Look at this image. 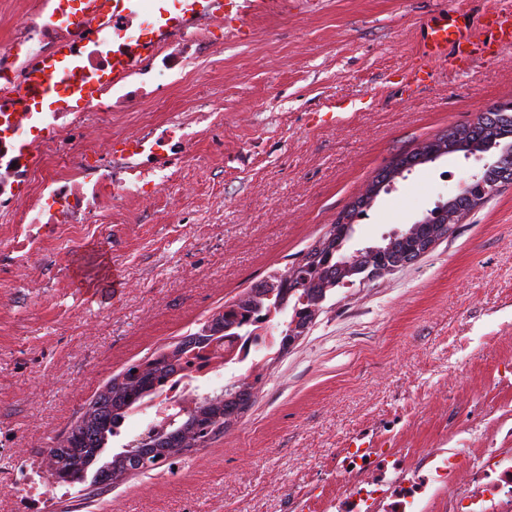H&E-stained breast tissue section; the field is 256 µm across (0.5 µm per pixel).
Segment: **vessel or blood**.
<instances>
[{"label":"vessel or blood","instance_id":"b4317fda","mask_svg":"<svg viewBox=\"0 0 512 512\" xmlns=\"http://www.w3.org/2000/svg\"><path fill=\"white\" fill-rule=\"evenodd\" d=\"M240 0H170L165 7L152 14L151 24L155 29L166 31L179 27L187 14L206 15L225 10L227 5H238ZM84 13L100 17L115 12L126 16H135L142 9V0H83ZM489 40H476L475 34L465 14L456 13L445 19L435 20L427 26L423 43V57L430 58L450 54L452 61L465 62L477 53L485 51L490 41L501 45L512 44V10L494 8L490 11ZM78 69L77 62L69 47H61L57 54L47 60L41 70L33 72L29 83L33 91L45 98H53L54 91L47 77L58 74L72 76Z\"/></svg>","mask_w":512,"mask_h":512}]
</instances>
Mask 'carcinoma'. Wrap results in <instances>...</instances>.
I'll return each mask as SVG.
<instances>
[{"mask_svg": "<svg viewBox=\"0 0 512 512\" xmlns=\"http://www.w3.org/2000/svg\"><path fill=\"white\" fill-rule=\"evenodd\" d=\"M492 116L496 118V136L512 140V107H504ZM467 143L461 149L465 154H483L494 149L480 124L471 129ZM347 241L348 238H342L339 249L336 241H330L314 265L295 263L265 276L224 306V311L213 314L197 332L139 365V374L121 373L113 378L62 438V444L73 449L75 458L67 465L66 476L71 482H80L92 467L96 476L108 481L113 480L115 471L125 473L145 458L155 467L195 447L198 440L222 434L236 424L255 401L259 375L253 384L234 382L216 395L194 398L193 406L169 415L166 427L139 436L111 459H103L109 439L118 436L126 417L157 397L178 372L211 344L220 340L229 344L246 339L255 342L258 322L266 320L280 337L277 353L287 350L297 318L311 307H322L330 290L355 285L351 278L340 275L337 268L339 262L352 258L344 249Z\"/></svg>", "mask_w": 512, "mask_h": 512, "instance_id": "obj_1", "label": "carcinoma"}]
</instances>
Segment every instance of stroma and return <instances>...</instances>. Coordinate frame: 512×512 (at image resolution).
Segmentation results:
<instances>
[{"label": "stroma", "mask_w": 512, "mask_h": 512, "mask_svg": "<svg viewBox=\"0 0 512 512\" xmlns=\"http://www.w3.org/2000/svg\"><path fill=\"white\" fill-rule=\"evenodd\" d=\"M493 4L512 9L281 0L232 17L219 53L150 115L201 132L167 195L126 198L108 224L0 223V512H338L336 458L356 436L410 472L426 448H512L510 185L412 264L333 291L203 447L95 487L56 483L48 456L113 376L299 261L397 154L512 99V47L401 85L428 19L479 26ZM350 100L361 109L329 119ZM495 157L416 167L356 218L355 244L420 220Z\"/></svg>", "instance_id": "stroma-1"}]
</instances>
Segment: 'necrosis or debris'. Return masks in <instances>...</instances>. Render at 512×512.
I'll list each match as a JSON object with an SVG mask.
<instances>
[{
    "instance_id": "necrosis-or-debris-1",
    "label": "necrosis or debris",
    "mask_w": 512,
    "mask_h": 512,
    "mask_svg": "<svg viewBox=\"0 0 512 512\" xmlns=\"http://www.w3.org/2000/svg\"><path fill=\"white\" fill-rule=\"evenodd\" d=\"M72 0H56L41 21L17 23L8 51L0 53V223L1 224H100L112 216L116 198L136 193L157 195L166 183L155 182V172L169 168L166 151L171 142L180 145L182 162H190L197 132L180 124L155 132L144 127L133 134L136 153L111 158L89 159L85 141L111 136L114 106L128 112L153 111L165 95L148 84L145 76L154 63L169 71H186L202 49L215 47L214 35L223 29L218 17L193 18L181 28L155 38L135 59L130 72L119 83L107 78L112 71V48L125 40L142 39L149 28L148 17L139 23L109 17H86L81 23L70 19ZM71 39L80 55L84 78L103 76L96 99L73 112L56 107L40 125L24 126L16 114H29L38 107L30 88L28 71L50 56L60 41ZM123 176L114 178L113 165ZM217 360L200 369L179 375L160 396L146 405L151 426L163 425L169 413L195 395L200 381L219 376ZM430 474L406 479L384 478L380 459L353 453L343 464L360 482L347 485L343 499L348 512H410L429 484L448 488V512H512V450L490 448L483 455L460 460L443 449L426 450Z\"/></svg>"
}]
</instances>
